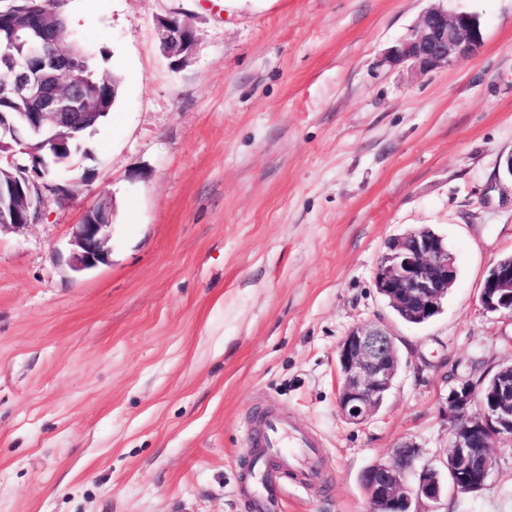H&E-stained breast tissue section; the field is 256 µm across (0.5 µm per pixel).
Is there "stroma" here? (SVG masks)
Instances as JSON below:
<instances>
[{"mask_svg":"<svg viewBox=\"0 0 512 512\" xmlns=\"http://www.w3.org/2000/svg\"><path fill=\"white\" fill-rule=\"evenodd\" d=\"M433 0H69V28L119 80L57 165L43 218L0 230V512H251L247 433L271 407L319 442L284 474L283 512H364L363 472L411 439L448 453L458 377L512 359L483 312L512 254V0L475 15L477 55L425 74L382 62ZM186 12L185 66L157 21ZM113 201L107 263L76 273L72 230ZM428 227L457 280L441 314L400 321L374 284L388 242ZM384 322L400 370L367 423L336 406L337 346ZM483 491L414 512H512V447Z\"/></svg>","mask_w":512,"mask_h":512,"instance_id":"obj_1","label":"stroma"}]
</instances>
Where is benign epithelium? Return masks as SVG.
<instances>
[{
	"label": "benign epithelium",
	"mask_w": 512,
	"mask_h": 512,
	"mask_svg": "<svg viewBox=\"0 0 512 512\" xmlns=\"http://www.w3.org/2000/svg\"><path fill=\"white\" fill-rule=\"evenodd\" d=\"M58 8L45 10L36 24L24 19L11 30L10 40L27 45L23 64L0 54V67L14 72L0 83V100L17 98L36 108L15 112L0 121V174L15 169L10 178L18 190L6 196L0 189V229H21L38 223L47 192L67 195L68 190L29 173L18 152L3 153L17 139L20 128L30 129L53 146L50 160L40 159L44 171L67 160L62 146L74 132L97 118L82 112L86 96L74 83L80 56L49 37L51 28L63 26ZM196 37L193 27L173 32L161 28V43L169 56L191 57ZM483 44L477 18L469 13H450L440 6L426 10L412 32L386 53L384 62L424 73L449 66L461 57L473 56ZM112 211L97 202L83 223L73 230L76 249L72 268L87 271L108 261ZM457 279V268L445 239L430 228L408 231L388 244L379 259L374 283L389 307L408 324L419 325L438 315ZM481 308L512 322V256L495 260L480 294ZM400 369L395 337L380 324L352 326L337 348V408L348 422L361 425L382 407ZM448 420L446 474L420 465L421 447L407 439L388 457L362 475L366 493L365 512H411L412 499L437 502L448 490L475 493L488 486L496 466L492 449L512 444V360L503 362L489 382L460 378L443 404Z\"/></svg>",
	"instance_id": "benign-epithelium-1"
}]
</instances>
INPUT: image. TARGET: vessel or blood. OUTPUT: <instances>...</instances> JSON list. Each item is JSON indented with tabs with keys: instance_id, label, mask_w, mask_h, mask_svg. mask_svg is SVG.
I'll return each mask as SVG.
<instances>
[{
	"instance_id": "1",
	"label": "vessel or blood",
	"mask_w": 512,
	"mask_h": 512,
	"mask_svg": "<svg viewBox=\"0 0 512 512\" xmlns=\"http://www.w3.org/2000/svg\"><path fill=\"white\" fill-rule=\"evenodd\" d=\"M253 460V512H278L280 476L283 469L314 467L319 456L317 442L297 423L268 411L255 424L250 439Z\"/></svg>"
}]
</instances>
